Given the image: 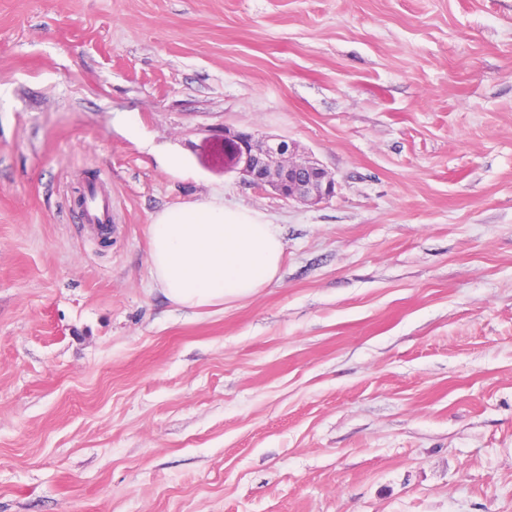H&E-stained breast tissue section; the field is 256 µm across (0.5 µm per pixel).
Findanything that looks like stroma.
Masks as SVG:
<instances>
[{
	"label": "stroma",
	"instance_id": "35a3bbf8",
	"mask_svg": "<svg viewBox=\"0 0 512 512\" xmlns=\"http://www.w3.org/2000/svg\"><path fill=\"white\" fill-rule=\"evenodd\" d=\"M217 193L280 275L174 306L150 224ZM0 512H512V0H0ZM224 157L241 180L270 187L288 202L313 207L328 203L336 194L335 176L281 137L225 126ZM82 220L91 225L97 235L107 236L112 225V192H104L97 182L88 184Z\"/></svg>",
	"mask_w": 512,
	"mask_h": 512
}]
</instances>
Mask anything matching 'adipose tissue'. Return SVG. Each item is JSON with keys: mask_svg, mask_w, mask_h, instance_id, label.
I'll use <instances>...</instances> for the list:
<instances>
[{"mask_svg": "<svg viewBox=\"0 0 512 512\" xmlns=\"http://www.w3.org/2000/svg\"><path fill=\"white\" fill-rule=\"evenodd\" d=\"M147 263L175 305L204 308L240 301L275 280L285 242L265 214L228 207L222 195L158 212Z\"/></svg>", "mask_w": 512, "mask_h": 512, "instance_id": "ef3b65f1", "label": "adipose tissue"}]
</instances>
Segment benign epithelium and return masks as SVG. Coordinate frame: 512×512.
Here are the masks:
<instances>
[{"label": "benign epithelium", "mask_w": 512, "mask_h": 512, "mask_svg": "<svg viewBox=\"0 0 512 512\" xmlns=\"http://www.w3.org/2000/svg\"><path fill=\"white\" fill-rule=\"evenodd\" d=\"M224 157L241 180L269 187L282 199L305 206L329 202L336 194L335 176L294 143L277 136L224 127Z\"/></svg>", "instance_id": "obj_1"}]
</instances>
